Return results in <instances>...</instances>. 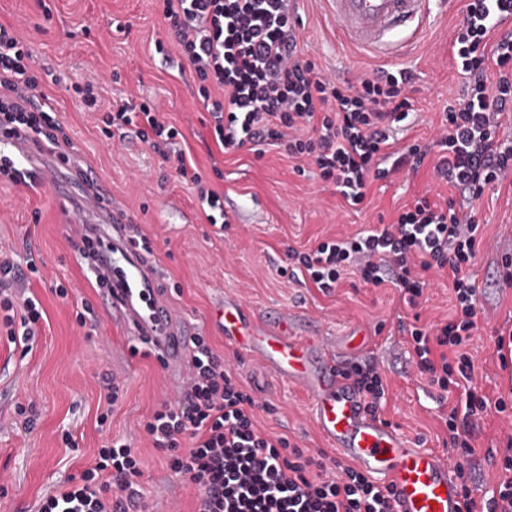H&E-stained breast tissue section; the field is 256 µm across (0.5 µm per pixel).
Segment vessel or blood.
Here are the masks:
<instances>
[{
  "instance_id": "b4317fda",
  "label": "vessel or blood",
  "mask_w": 512,
  "mask_h": 512,
  "mask_svg": "<svg viewBox=\"0 0 512 512\" xmlns=\"http://www.w3.org/2000/svg\"><path fill=\"white\" fill-rule=\"evenodd\" d=\"M323 2L347 44L384 61L400 58L418 43L435 11L455 6L454 0ZM87 209L99 227L93 271L105 284L113 321L149 344L166 370L185 375L192 335L169 303L148 250L113 210L108 195L97 193ZM219 325L226 345L309 399L313 426L338 460L390 485L391 512H459L461 487L447 456L420 447L372 414L348 376V365L367 348L362 329H350L331 344L315 327L288 314H260L229 295Z\"/></svg>"
}]
</instances>
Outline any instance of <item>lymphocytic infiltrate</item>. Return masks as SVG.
<instances>
[{"label": "lymphocytic infiltrate", "mask_w": 512, "mask_h": 512, "mask_svg": "<svg viewBox=\"0 0 512 512\" xmlns=\"http://www.w3.org/2000/svg\"><path fill=\"white\" fill-rule=\"evenodd\" d=\"M166 40L176 45L198 81V95L213 121L222 152L262 145L285 146L289 157L317 167L352 208L363 206L370 184L404 170H418L435 156L434 174L458 199L429 197L404 206L380 229L323 241L310 251H289L305 281L322 292L356 274L376 286L392 283L416 306L428 283L424 271L448 273L455 311L448 323L408 329L420 371L442 389L472 383L474 366L465 347L476 328L478 287L466 269L480 244L471 204L485 190L512 185V144L500 131L512 120V30L499 19L512 14V0H468L452 44L464 78L460 96L445 110L434 147L400 145L398 130L414 107L415 76L380 68L336 83L300 48V17L291 0H162ZM40 63L16 34L0 25V138H24L69 161L74 145L57 115L38 102ZM104 123L131 130L180 178L190 179L201 202L222 209L219 193L200 172L190 171L177 149L176 127L156 106L122 104ZM36 263L19 269L0 258V323H21L26 340L37 336L42 317L34 299L14 317L12 290ZM191 375L180 401L164 403L143 425L167 465L198 489L193 512H390L392 491L345 466L334 480L312 478L322 458L282 436L258 430L255 398L246 393L205 336H194ZM505 412V399L488 401L468 392L464 411L445 419L455 473L465 460L476 417L488 407ZM190 448H182V437ZM142 461L126 443L101 448L81 481L46 498L40 512H120L110 489L138 497ZM460 512H512V436L502 452L497 492L477 499L461 486Z\"/></svg>", "instance_id": "lymphocytic-infiltrate-1"}]
</instances>
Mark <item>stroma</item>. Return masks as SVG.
Returning <instances> with one entry per match:
<instances>
[{"mask_svg":"<svg viewBox=\"0 0 512 512\" xmlns=\"http://www.w3.org/2000/svg\"><path fill=\"white\" fill-rule=\"evenodd\" d=\"M301 47L315 56L324 73L355 79L372 56L344 45L336 36L322 0H305L300 12ZM461 15L436 17L426 39L408 56L390 62L391 70L415 76V114L405 143H432L440 114L458 94L463 79L453 65L451 44ZM0 24L11 28L50 72L39 89L64 123L76 149L75 166L57 165L52 154L37 159L47 178L33 187L0 181V244L19 267L39 262L28 295L36 297L43 319L31 349L11 343L0 330V512H38L47 496L80 482L103 446L115 441L135 448L143 461L138 479L140 512L170 504L192 512L195 489L174 474L154 448L143 424L171 385L154 356L112 322V308L100 288L87 280L74 247L72 210L83 205L87 185L77 168L94 175L115 210L139 225L149 238L156 266L171 304L191 332L207 336L258 401L256 424L287 437L314 456L324 445L309 421L308 401L287 382L261 366L240 360L224 345L208 317L224 296L241 298L263 312L287 309L317 321L323 335L341 336L355 325L368 329L365 359L380 368L386 395L379 415L425 448L447 450L448 412L466 400L464 388L442 390L420 374L401 324L448 321L454 297L447 275L427 272L429 282L417 310L396 320V288L373 286L350 276L332 294L288 275L289 249L308 251L320 241L369 225L391 223L399 208L438 192L431 164L399 179L371 184L362 211L345 207L334 185L320 180L315 167L305 173L284 149H241L221 158V177L211 176L216 152L210 116L196 98L191 69H180V51L163 39L160 0H0ZM92 85L96 107H86L74 86ZM157 104L164 121L184 135L187 157L209 174L212 188L238 222H207L190 181L174 176L163 158L134 134L103 133L102 117L123 102ZM473 206L483 226V241L469 269L479 287L477 328L467 351L475 366V385L489 399L512 392V366L503 367L494 329L512 326V288H502L499 271L512 257V187L485 190ZM63 284L68 298L52 292ZM90 304L94 315L79 325L77 311ZM116 378L122 392L108 405L104 381ZM33 404V423L13 425L18 404ZM512 421L488 411L476 422L468 471L477 498H490L498 471L490 457L503 447Z\"/></svg>","mask_w":512,"mask_h":512,"instance_id":"stroma-1","label":"stroma"}]
</instances>
